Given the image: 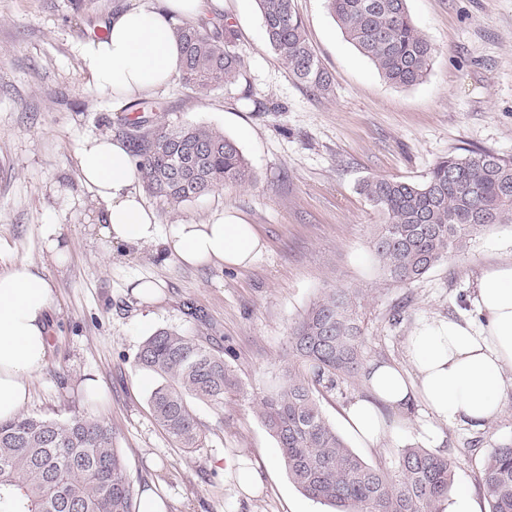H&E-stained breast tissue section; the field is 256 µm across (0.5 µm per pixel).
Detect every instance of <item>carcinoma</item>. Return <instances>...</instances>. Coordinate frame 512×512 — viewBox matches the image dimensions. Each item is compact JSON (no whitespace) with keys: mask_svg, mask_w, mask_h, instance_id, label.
Segmentation results:
<instances>
[{"mask_svg":"<svg viewBox=\"0 0 512 512\" xmlns=\"http://www.w3.org/2000/svg\"><path fill=\"white\" fill-rule=\"evenodd\" d=\"M337 25L388 83L413 86L428 75L433 44L407 0H326ZM268 45L315 95L331 90L294 0H256ZM183 85L204 93L235 84L243 60L228 23L178 28ZM137 176L151 194L178 207L226 185L252 181L235 140L208 126H159L139 139ZM383 217L373 254L394 282L409 285L491 224L512 222V157L468 150L437 160L420 181L376 177L362 185ZM359 291L331 288L294 326L291 361L260 402L288 477L332 512H444L456 461L424 447L403 448L390 466L367 463L325 417L320 389L353 381L364 368ZM141 369L159 378L150 395L158 424L180 448L199 446L189 400L224 403L237 388L224 351L201 336L159 330L141 343ZM481 485L489 512H512V442L489 449ZM0 512H136L115 435L104 422L19 415L0 421Z\"/></svg>","mask_w":512,"mask_h":512,"instance_id":"carcinoma-1","label":"carcinoma"}]
</instances>
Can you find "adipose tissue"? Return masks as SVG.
<instances>
[{"instance_id":"ef3b65f1","label":"adipose tissue","mask_w":512,"mask_h":512,"mask_svg":"<svg viewBox=\"0 0 512 512\" xmlns=\"http://www.w3.org/2000/svg\"><path fill=\"white\" fill-rule=\"evenodd\" d=\"M224 0H137L109 16L108 35L80 45L91 81L113 101L128 103L166 86L178 69V27L216 15ZM81 183L106 205L100 233L111 245L138 246L163 239L173 256L191 265L248 266L262 249L254 225L226 209L202 224L161 229L136 190L137 158L108 136L84 138L76 151ZM56 297L45 276L21 261L0 272V420L16 416L30 395V381L51 350L46 321ZM472 318L421 319L407 341L410 369L372 364L366 394L346 409V424L367 448L395 437L397 423L385 410L406 411L422 404L446 425L483 428L503 411L512 390V263L479 279Z\"/></svg>"}]
</instances>
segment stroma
<instances>
[{
    "mask_svg": "<svg viewBox=\"0 0 512 512\" xmlns=\"http://www.w3.org/2000/svg\"><path fill=\"white\" fill-rule=\"evenodd\" d=\"M125 0H0V270L26 261L44 267L56 296L52 350L31 380L23 412L65 419L93 416L112 428L133 491L160 488L166 512H328L304 496L278 459L259 417V402L289 362L294 325L324 291L360 292L367 362L406 364V342L426 317L474 316L472 297L484 270L512 260V223L478 231L465 251L404 286L375 261L381 216L359 191L372 176L419 180L441 157L464 150L512 156V0H408L419 30L435 48L427 77L411 87L386 83L343 35L326 0H294L307 37L333 79L315 96L266 42L255 0H224L244 60L239 80L200 94L180 81L145 100L161 123L194 122L233 138L254 178L171 208L144 194L161 228L201 224L224 209L255 225L262 252L245 268L190 266L160 242L108 245L98 233L105 204L78 178L76 150L88 136L131 143L120 107L90 83L79 43ZM61 225L70 250L56 265L41 225ZM161 297L145 302L141 280ZM405 308L402 322L393 314ZM166 329L205 337L227 351L238 380L220 406L194 402L201 442L179 448L154 418L151 386L136 363L142 341ZM96 379L107 400L89 404L83 385ZM362 382L321 397L322 409L350 448L372 464H391L419 445L457 459L455 489L488 503L479 483L485 453L512 441V392L483 429L440 426L431 442L421 405L402 416L398 439L366 448L350 437L345 410ZM254 460L261 490L239 491L228 471Z\"/></svg>",
    "mask_w": 512,
    "mask_h": 512,
    "instance_id": "1",
    "label": "stroma"
}]
</instances>
